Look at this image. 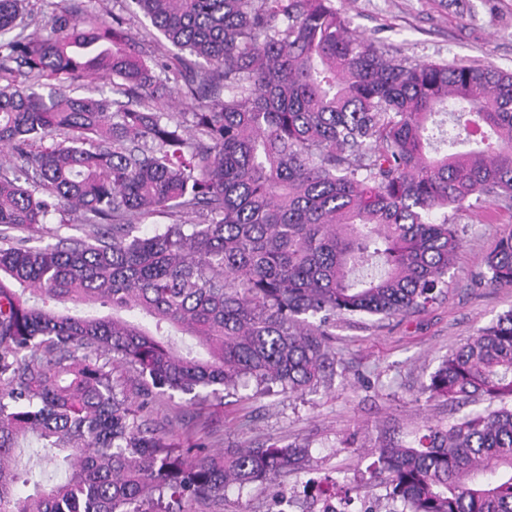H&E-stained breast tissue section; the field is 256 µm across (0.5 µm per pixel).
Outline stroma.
<instances>
[{"label":"stroma","mask_w":512,"mask_h":512,"mask_svg":"<svg viewBox=\"0 0 512 512\" xmlns=\"http://www.w3.org/2000/svg\"><path fill=\"white\" fill-rule=\"evenodd\" d=\"M352 28L413 61L492 65L512 72V0H336ZM463 244L448 290L427 311L393 319H337L329 343L336 376L328 387L303 394L252 396L250 391L203 405L188 396L156 394L149 417L176 447L206 444L210 453L263 444L308 446L306 474L288 476L281 489H229L223 500L186 504V512H275L277 495L287 512H314L306 479L339 481L371 512H389L384 485L366 484L370 443L398 430L444 425L448 405L416 400L441 360L477 330L512 310V285L475 283L495 241L512 230V208L493 205L458 213ZM78 213L51 216L46 229L26 232L30 246H53L84 237Z\"/></svg>","instance_id":"1"}]
</instances>
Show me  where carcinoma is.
<instances>
[{"label":"carcinoma","instance_id":"obj_1","mask_svg":"<svg viewBox=\"0 0 512 512\" xmlns=\"http://www.w3.org/2000/svg\"><path fill=\"white\" fill-rule=\"evenodd\" d=\"M112 19L0 0V512H183L304 469L277 444L175 448L118 388L316 389L338 317L420 313L462 244L448 212L512 204V73L397 59L336 0H116ZM143 14L177 52L146 55ZM95 75L114 98L72 96ZM174 83L192 112H162ZM77 211L66 247L7 235ZM172 219L154 234L136 223ZM479 284H512V231ZM100 305L76 316L52 303ZM445 426L371 448L401 512H512V311L421 389ZM36 440L64 472L30 482ZM113 376L118 381V384L124 389L128 395L135 396L139 392L142 380L138 374L129 366L118 363L115 364Z\"/></svg>","mask_w":512,"mask_h":512}]
</instances>
